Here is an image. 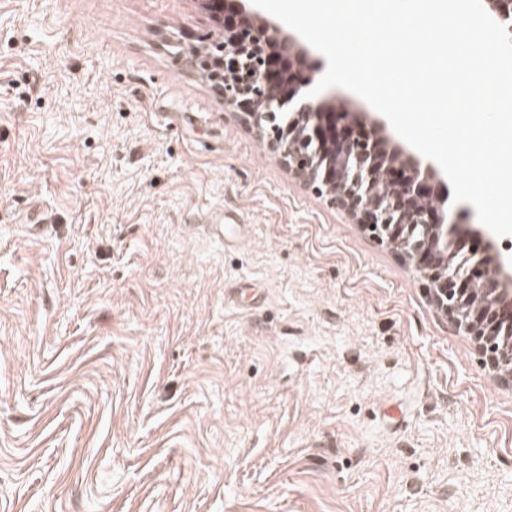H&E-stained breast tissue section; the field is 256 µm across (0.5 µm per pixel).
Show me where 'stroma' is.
<instances>
[{"label": "stroma", "mask_w": 512, "mask_h": 512, "mask_svg": "<svg viewBox=\"0 0 512 512\" xmlns=\"http://www.w3.org/2000/svg\"><path fill=\"white\" fill-rule=\"evenodd\" d=\"M223 37L0 0V512H512V384L188 66Z\"/></svg>", "instance_id": "stroma-1"}]
</instances>
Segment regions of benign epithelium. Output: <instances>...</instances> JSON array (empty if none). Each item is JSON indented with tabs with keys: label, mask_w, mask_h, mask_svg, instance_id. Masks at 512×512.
I'll return each mask as SVG.
<instances>
[{
	"label": "benign epithelium",
	"mask_w": 512,
	"mask_h": 512,
	"mask_svg": "<svg viewBox=\"0 0 512 512\" xmlns=\"http://www.w3.org/2000/svg\"><path fill=\"white\" fill-rule=\"evenodd\" d=\"M217 20L229 9L224 41L190 56L191 67L247 65L236 82H213L224 104L266 132L267 152L344 210L379 243L396 251L425 282L426 292L455 329L474 340L496 376L512 380V264L480 228L461 227L445 207L436 170L389 148L381 123L366 124L324 96H306L318 82L297 39L254 20L243 0H203ZM273 87L275 97L259 94Z\"/></svg>",
	"instance_id": "1"
}]
</instances>
